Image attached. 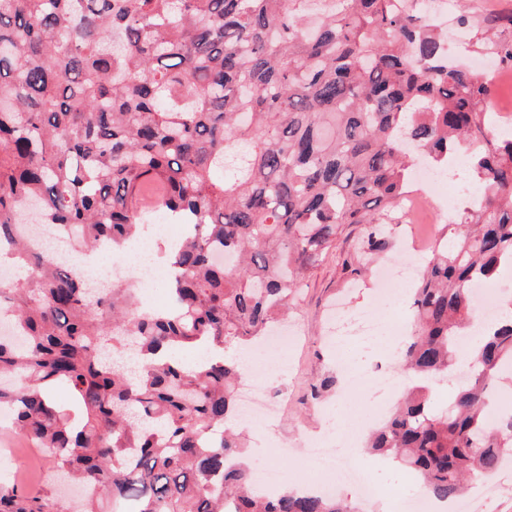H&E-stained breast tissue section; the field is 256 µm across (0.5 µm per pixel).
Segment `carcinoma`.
Masks as SVG:
<instances>
[{"label": "carcinoma", "instance_id": "cac0c4a2", "mask_svg": "<svg viewBox=\"0 0 512 512\" xmlns=\"http://www.w3.org/2000/svg\"><path fill=\"white\" fill-rule=\"evenodd\" d=\"M0 0V407L90 495L76 512H354L283 487L266 498L244 466L238 358L191 367L181 348L264 336L336 247L362 224L360 253L389 246L414 160L464 156L478 204L443 227L413 288L402 348L411 386L366 441L455 499L488 477L512 440V412L489 420L512 366V321L492 322L445 409L430 382L459 360L477 318L473 285L512 267V133L497 135L490 84L446 59V34L396 0ZM512 15L481 50L512 64ZM192 234L170 251L171 307L133 289L94 291L22 225L55 226L70 249L120 247L149 223L142 189ZM68 387L82 419L51 390ZM0 512H70L54 491L0 479Z\"/></svg>", "mask_w": 512, "mask_h": 512}]
</instances>
